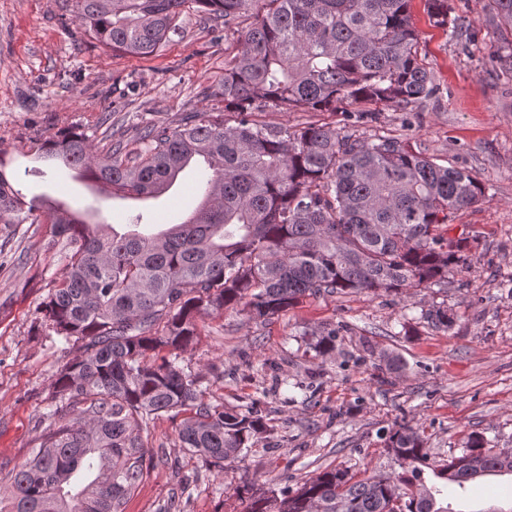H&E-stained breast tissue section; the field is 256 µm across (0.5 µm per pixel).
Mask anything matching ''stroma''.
<instances>
[{
  "label": "stroma",
  "instance_id": "obj_1",
  "mask_svg": "<svg viewBox=\"0 0 512 512\" xmlns=\"http://www.w3.org/2000/svg\"><path fill=\"white\" fill-rule=\"evenodd\" d=\"M458 36L433 26L425 0H412L420 54L436 94L402 111L370 102L348 112L259 113L270 126L333 123L360 138L404 140L442 165L470 171L482 199L458 211L455 228L472 239V270L447 285L407 296L361 292L309 297L268 321L243 308L197 319L181 364L200 381L206 402L255 407L268 424L242 460L215 468L182 448L180 417L162 415L141 436L154 457L126 512H246L236 494L248 486L273 494L297 489L327 468L363 479L405 476L385 448L399 425L418 428L439 461L460 453L470 433L512 448V74L491 55L499 31L489 0H449ZM224 25L188 10L156 53L132 56L102 47L75 22L71 0H0V149L16 160L14 179L28 195L47 193L73 207H95L122 228L142 211L175 224L197 204L193 180L179 177L148 201L91 198L69 169L29 174L32 138L78 126L99 144L101 113L134 140L140 126H177L188 113L213 112L224 82ZM47 224H0V472L38 449L52 424L46 413L54 373L78 345L42 323L39 309L66 258L47 249ZM452 309L443 332L422 318L429 305ZM335 332L326 356L317 336ZM407 366L388 369L384 354ZM454 512H512V477H488L448 491Z\"/></svg>",
  "mask_w": 512,
  "mask_h": 512
}]
</instances>
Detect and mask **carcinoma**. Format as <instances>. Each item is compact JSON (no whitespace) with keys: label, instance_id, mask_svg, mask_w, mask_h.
Returning a JSON list of instances; mask_svg holds the SVG:
<instances>
[{"label":"carcinoma","instance_id":"obj_1","mask_svg":"<svg viewBox=\"0 0 512 512\" xmlns=\"http://www.w3.org/2000/svg\"><path fill=\"white\" fill-rule=\"evenodd\" d=\"M411 0H74L73 13L101 45L151 55L198 5L237 36L224 65L218 114H191L176 127L147 123L131 143L106 152L78 128L32 141L34 158L77 169L113 197L155 196L187 164L202 161L209 197L182 224L158 233L144 216L120 233L87 223L43 197L27 198L0 152V223L52 225L50 246L67 263L41 306L48 327L81 344L55 374L48 417H60L39 449L10 472L8 512H124L147 468L142 425L191 411L178 428L183 448L219 469L243 457L267 430L251 410L205 402L179 366L197 336L196 317L244 305L266 320L304 297L362 291L407 293L472 269L466 237L448 236L452 215L483 196L468 171L441 166L404 141H368L331 124L270 127L256 109L343 112L369 101L406 110L437 87L423 64ZM499 29L512 31V0H490ZM430 21L451 26L448 0H425ZM492 61L512 73V41ZM422 318L448 331L454 316L431 305ZM167 352L158 363L154 356ZM386 449L410 478L356 480L319 473L281 496H253L247 512H451L443 500L485 476L512 475V448H489L477 433L459 455L436 464L408 425Z\"/></svg>","mask_w":512,"mask_h":512}]
</instances>
